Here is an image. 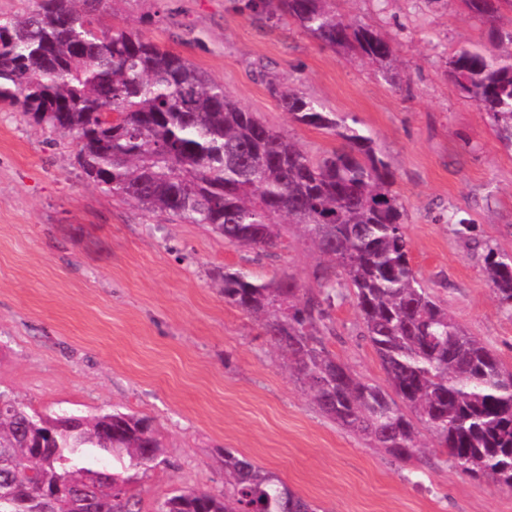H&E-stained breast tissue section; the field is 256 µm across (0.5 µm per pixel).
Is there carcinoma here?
<instances>
[{
    "mask_svg": "<svg viewBox=\"0 0 512 512\" xmlns=\"http://www.w3.org/2000/svg\"><path fill=\"white\" fill-rule=\"evenodd\" d=\"M100 0H39L0 18V102L71 135L94 184L142 210L200 224L236 248L279 247L296 228L319 261L306 285L292 274L257 281L224 269V301L260 322L319 410L400 462L439 453L467 474L512 490V371L448 312L411 265L394 175L359 121L269 84L292 121L342 148L312 157L234 100L182 55L127 27L98 24ZM493 22L512 0H465ZM254 22L294 25L324 46L380 66L393 47L347 22L334 0H234ZM449 73L512 145V29L492 49L464 47ZM486 274L512 317V252L489 250ZM354 298L388 387L361 378L326 346L341 289ZM433 435L425 446L417 424ZM161 443L145 417L120 411L38 419L0 391V512H62L89 499L103 512H140L133 477ZM224 495L179 490L157 512H314L273 471L224 450Z\"/></svg>",
    "mask_w": 512,
    "mask_h": 512,
    "instance_id": "carcinoma-1",
    "label": "carcinoma"
}]
</instances>
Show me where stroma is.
I'll return each mask as SVG.
<instances>
[{
  "label": "stroma",
  "instance_id": "obj_1",
  "mask_svg": "<svg viewBox=\"0 0 512 512\" xmlns=\"http://www.w3.org/2000/svg\"><path fill=\"white\" fill-rule=\"evenodd\" d=\"M336 9L391 40L398 84L295 27L247 19L232 0H105L98 19L180 53L312 155L338 140L293 123L268 79L356 117L394 174L418 278L512 369V318L485 275L488 250L512 252V146L448 74L461 47H491V27L511 28L512 10L489 24L463 0ZM451 212L473 238L446 222ZM316 262L296 230L284 247L247 251L142 211L86 178L71 136L0 104V390L42 416L149 418L163 451L135 475L142 512L177 489L224 493L228 449L279 474L315 512H512V490L490 478L431 455L398 462L323 415L258 322L220 291L227 268L309 285ZM331 321L330 352L385 384L353 300L337 301Z\"/></svg>",
  "mask_w": 512,
  "mask_h": 512
}]
</instances>
